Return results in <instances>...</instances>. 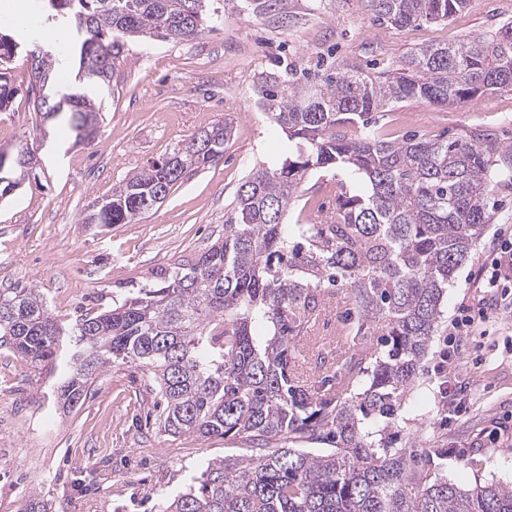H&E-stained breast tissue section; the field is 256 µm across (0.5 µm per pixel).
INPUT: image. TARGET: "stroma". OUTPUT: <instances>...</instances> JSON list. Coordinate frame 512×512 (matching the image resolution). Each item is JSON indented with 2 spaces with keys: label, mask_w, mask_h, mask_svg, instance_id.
<instances>
[{
  "label": "stroma",
  "mask_w": 512,
  "mask_h": 512,
  "mask_svg": "<svg viewBox=\"0 0 512 512\" xmlns=\"http://www.w3.org/2000/svg\"><path fill=\"white\" fill-rule=\"evenodd\" d=\"M224 24L184 43L128 44L109 87L90 88L102 120L94 141L75 144L66 121L43 122L28 101V66L11 74L19 88L12 111L0 112V146L29 143L40 165L37 182L0 199V289L33 284L52 312L108 306L113 297L152 280L156 272L208 249L224 233L235 193L254 165L278 147L260 107L263 79L286 68L311 73L349 63L370 70L421 46L465 37H491L512 23V0H469L445 22L403 30L376 21L363 0H279L275 11L219 0ZM233 124L224 153L175 185L167 200L133 224L101 226L83 218L113 187L165 157L183 139L222 121ZM387 140L468 138L491 133L512 146V91L486 93L452 106L408 100L377 113ZM346 174L319 171L292 205L290 224H317L333 212ZM492 222L457 271L443 303L442 322L420 376L407 395L398 444L418 458L449 449L440 474L462 487L512 485V310L491 315L492 329L477 351L458 364L459 413L443 405L438 368L451 320L477 308L484 293L469 280L486 262L493 233L512 224V190L489 199ZM330 307L303 347L329 344L345 328L352 307L336 286ZM48 381L0 348V512H18L40 493L51 512H159L207 461L239 454V438H171L146 423L156 401L147 372L132 364L107 369L85 403L70 414L37 400Z\"/></svg>",
  "instance_id": "obj_1"
}]
</instances>
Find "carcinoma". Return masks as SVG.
I'll list each match as a JSON object with an SVG mask.
<instances>
[{
    "label": "carcinoma",
    "instance_id": "cac0c4a2",
    "mask_svg": "<svg viewBox=\"0 0 512 512\" xmlns=\"http://www.w3.org/2000/svg\"><path fill=\"white\" fill-rule=\"evenodd\" d=\"M396 28L446 21L468 0H365ZM60 31L79 34L78 71L108 84L129 41H189L221 17L211 0H48ZM34 38L0 30V112L18 95L7 64L28 57ZM54 55L30 63V91L49 85ZM512 91V25L488 41L468 37L422 46L372 72L342 67L311 81L264 78L259 90L288 147L256 165L236 192L224 238L192 262L131 288L75 319L53 314L35 285L0 292V347L32 373L63 361L53 396L63 413L86 398L114 364H134L154 383L159 432L200 440L241 437L232 461L207 463L160 512H512V486L460 487L431 462L395 448L390 431L441 319L448 283L489 223L488 197L512 188V147L476 132L466 140L392 142L371 114L407 99L454 105ZM34 98L49 122L60 115L75 138L99 131L101 106L86 93ZM232 126L200 130L112 189L97 224H133L182 179L224 153ZM39 165L21 144L0 156V197ZM343 169L363 186L342 193L326 224H287L310 175ZM343 283L356 323L348 355L317 351L322 388L295 375L296 343ZM376 336L377 343L358 341ZM293 436L330 439L312 455L270 444Z\"/></svg>",
    "mask_w": 512,
    "mask_h": 512
}]
</instances>
